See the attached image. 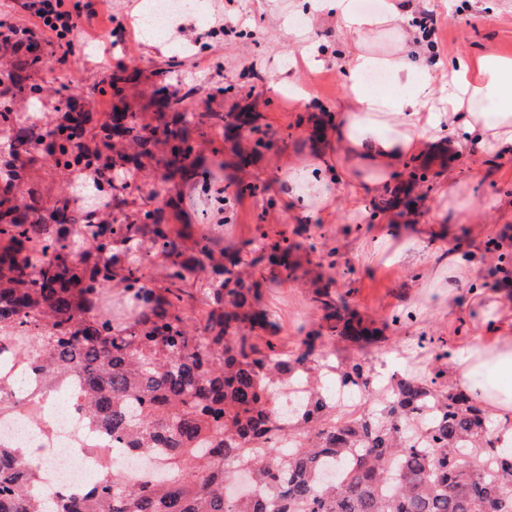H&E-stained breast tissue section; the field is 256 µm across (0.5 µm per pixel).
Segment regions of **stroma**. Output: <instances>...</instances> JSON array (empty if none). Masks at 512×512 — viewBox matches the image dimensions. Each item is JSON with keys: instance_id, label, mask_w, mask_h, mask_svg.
Listing matches in <instances>:
<instances>
[{"instance_id": "obj_1", "label": "stroma", "mask_w": 512, "mask_h": 512, "mask_svg": "<svg viewBox=\"0 0 512 512\" xmlns=\"http://www.w3.org/2000/svg\"><path fill=\"white\" fill-rule=\"evenodd\" d=\"M144 3L107 0L112 16L128 21L127 34L106 29L87 38L64 70L71 93L97 112L93 89L111 74V61H119L132 76L122 106L143 127L153 122L158 90L178 85L200 156L197 171L168 185L176 207L167 217L180 230L183 249H191L192 234L204 225L215 253L241 250L249 282L259 285L258 307L276 324L285 349L298 348L306 332L322 325L316 297L328 283L332 295L345 297L382 332L379 342L361 349L337 342V357L365 356L384 378L430 374L442 349L457 367L498 294L512 296V281H499L500 269L512 270V152L452 146L443 137L391 176L397 187L427 166L428 178L415 184L409 206L371 214L374 193L354 185L342 167L330 177L327 203L302 206L289 199L283 176L312 159L314 128L344 105L352 45L332 11L323 10L302 38L289 18L305 0H210L209 13L187 15L170 38L156 39L136 22ZM424 10L438 25L435 81L446 79L461 58L512 54V0H427ZM202 112L252 113L277 142L255 150L256 136L246 128L225 140L222 128L198 125ZM241 153L252 157L242 168L236 165ZM216 161L224 164L220 178L203 179ZM240 182L258 185L257 194H236ZM452 185L471 202L470 212L449 207ZM461 238L474 249V264L441 273L443 252ZM282 239L293 246L295 272L276 280L253 259ZM378 239L415 251V259L388 261L372 249Z\"/></svg>"}]
</instances>
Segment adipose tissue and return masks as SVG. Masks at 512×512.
I'll use <instances>...</instances> for the list:
<instances>
[{
  "instance_id": "ef3b65f1",
  "label": "adipose tissue",
  "mask_w": 512,
  "mask_h": 512,
  "mask_svg": "<svg viewBox=\"0 0 512 512\" xmlns=\"http://www.w3.org/2000/svg\"><path fill=\"white\" fill-rule=\"evenodd\" d=\"M329 6L353 45L345 66L348 102L333 136L354 184L384 189L408 157L444 133L454 145L512 146V57L458 60L437 87L410 37L388 50L377 43L380 34L408 23L409 0H382L373 13L359 12L354 0H330ZM377 69L388 74L390 89L365 83V75ZM494 309L488 343L466 351L453 380L460 389L478 392L502 417L512 412V299L501 297Z\"/></svg>"
}]
</instances>
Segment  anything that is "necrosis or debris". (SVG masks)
Returning <instances> with one entry per match:
<instances>
[{
	"instance_id": "obj_1",
	"label": "necrosis or debris",
	"mask_w": 512,
	"mask_h": 512,
	"mask_svg": "<svg viewBox=\"0 0 512 512\" xmlns=\"http://www.w3.org/2000/svg\"><path fill=\"white\" fill-rule=\"evenodd\" d=\"M205 6L206 0H150L142 19L164 38L185 14L204 13ZM14 442L31 449L42 483L56 491L82 487L104 466L130 475L161 467L159 456L131 453L105 431L89 427L74 401L64 407L26 401L0 414V443Z\"/></svg>"
}]
</instances>
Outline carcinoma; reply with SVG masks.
<instances>
[{
	"label": "carcinoma",
	"instance_id": "obj_1",
	"mask_svg": "<svg viewBox=\"0 0 512 512\" xmlns=\"http://www.w3.org/2000/svg\"><path fill=\"white\" fill-rule=\"evenodd\" d=\"M46 52L34 37L14 45L0 70V134L10 159L0 163V412L20 403L28 371L47 375L46 397L71 377L84 381L80 407L88 424L134 453H160L164 469L135 479L118 469L88 487L39 489L27 453L0 445V512H512V420H493L488 407L455 388L448 367L428 378L381 379L366 358H329L338 340L378 341L371 323L331 299L328 336L311 331L304 349L278 347L272 325L253 310L258 293L246 283L242 259L214 258L212 239L194 240L187 255L163 210L143 202L164 196L169 181L196 169L188 121L165 97L157 124L128 153L115 139L133 131V113H96L81 99L53 126L22 119L17 97L37 102ZM226 129L251 123L246 114L200 115ZM52 169L97 177L49 207L30 185L32 145ZM159 159L165 173L145 196L111 177L136 173ZM161 256L166 280L152 286L125 247ZM206 271L205 305L191 316L183 284ZM265 332L261 336L257 331ZM368 389L369 410L321 388L325 374ZM292 446L281 448L283 437ZM469 456L466 468L459 457Z\"/></svg>",
	"mask_w": 512,
	"mask_h": 512
}]
</instances>
